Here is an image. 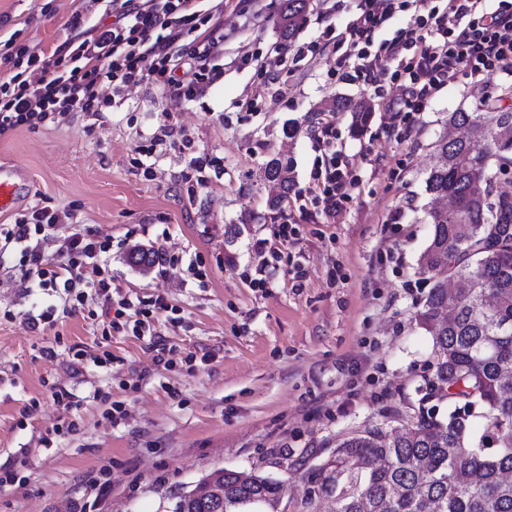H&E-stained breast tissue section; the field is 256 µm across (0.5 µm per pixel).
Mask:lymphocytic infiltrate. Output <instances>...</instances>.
Here are the masks:
<instances>
[{
	"mask_svg": "<svg viewBox=\"0 0 512 512\" xmlns=\"http://www.w3.org/2000/svg\"><path fill=\"white\" fill-rule=\"evenodd\" d=\"M200 0H123L115 22L96 28L89 37L66 41L52 55L21 46L13 61L14 74L0 80V137L18 129H33L70 112L99 117L103 85L113 90L146 80L168 94L185 90L175 73L186 65L206 72L224 44V24L202 15ZM347 23L327 26L325 50L336 57L337 69L353 64L365 85L389 78L400 91L385 103V126L414 129L415 117L427 111L437 94L453 84L475 89L477 105L491 98L493 81L512 77V0H346ZM409 14L405 27L389 39L380 34L397 13ZM196 35V48L185 55L180 40ZM311 178L315 203L328 218H336L351 198L354 179L347 164L328 157ZM64 230L56 262L46 259L41 242L50 232ZM0 242L21 245L20 265L41 287H62L72 293L84 281V268L96 275L95 293L101 314L114 330L131 328L144 335L154 311L165 309L163 298L143 303L138 318L127 325L132 309L114 300L112 276L101 258L110 250L103 239L81 224L66 222L48 208L30 217L0 225Z\"/></svg>",
	"mask_w": 512,
	"mask_h": 512,
	"instance_id": "obj_1",
	"label": "lymphocytic infiltrate"
}]
</instances>
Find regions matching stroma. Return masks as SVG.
<instances>
[{
  "instance_id": "35a3bbf8",
  "label": "stroma",
  "mask_w": 512,
  "mask_h": 512,
  "mask_svg": "<svg viewBox=\"0 0 512 512\" xmlns=\"http://www.w3.org/2000/svg\"><path fill=\"white\" fill-rule=\"evenodd\" d=\"M280 4L229 0L227 40L211 62L219 77L193 99L148 82L107 88L98 121L72 113L0 140V166L27 177L0 224L36 205L72 212L110 239L114 295L168 305L153 335L106 336L63 311L59 293L23 278L18 249H0V475L16 473L0 482V512H173L179 493L217 469L264 472L296 503L305 473L337 438L417 402L432 360L415 321L427 292L417 273L431 232L425 179L448 112L473 110L475 99L462 84L443 89L410 134L375 120L357 135L351 113H331L336 156L355 187L326 223L313 206L310 172L322 159L314 135L289 138L283 125L337 96L377 113L397 89L339 79L312 13L296 37L311 55L266 82L254 58L281 38ZM76 14L87 29L115 19L112 0H0V45L53 52ZM140 145L147 154L137 155ZM270 153L293 166L282 210L299 232L285 244L259 177ZM200 163L207 184L188 189ZM262 241L278 248L276 263ZM141 246L178 263L129 266ZM259 267L270 282L263 290L250 285ZM51 306L53 326L30 329L28 317ZM80 349L88 356L77 364ZM160 353L173 368L155 364ZM191 354L211 360L191 366ZM56 390L75 394L71 411L55 403ZM112 404L124 410L115 421L105 416ZM67 419L76 431L61 430Z\"/></svg>"
}]
</instances>
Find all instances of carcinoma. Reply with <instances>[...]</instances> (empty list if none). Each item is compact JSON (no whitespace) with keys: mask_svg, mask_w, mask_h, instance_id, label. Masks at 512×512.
Here are the masks:
<instances>
[{"mask_svg":"<svg viewBox=\"0 0 512 512\" xmlns=\"http://www.w3.org/2000/svg\"><path fill=\"white\" fill-rule=\"evenodd\" d=\"M310 0H283V36L293 40ZM355 113L353 132L369 111L336 99L323 112ZM446 124L465 130L435 142L426 192L448 197L449 209L428 210L431 234L418 260L429 284L415 320L432 340L431 374L418 411H398L336 440L332 455L306 484L333 512H512V195L496 192L512 173V111L456 109ZM262 180L277 188V211L293 187L292 167L266 157ZM460 285L448 292V280ZM448 405L439 418L427 404ZM224 489L218 512H276L279 481L261 473L219 469L177 496L174 512H202L196 497L209 484ZM321 497V498H323ZM321 498L303 496L302 512H320Z\"/></svg>","mask_w":512,"mask_h":512,"instance_id":"obj_1","label":"carcinoma"}]
</instances>
